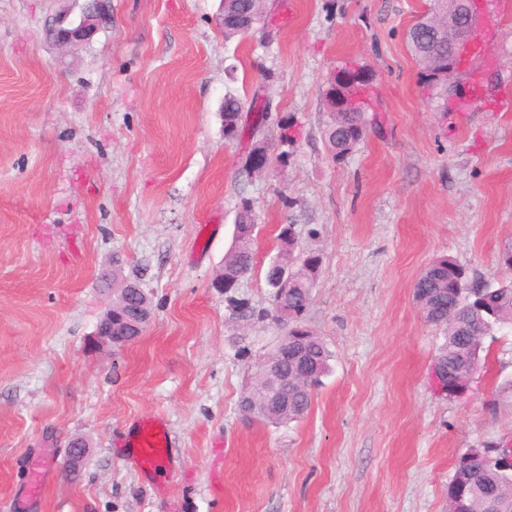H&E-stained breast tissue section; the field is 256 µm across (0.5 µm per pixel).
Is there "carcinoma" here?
Wrapping results in <instances>:
<instances>
[{
	"label": "carcinoma",
	"mask_w": 512,
	"mask_h": 512,
	"mask_svg": "<svg viewBox=\"0 0 512 512\" xmlns=\"http://www.w3.org/2000/svg\"><path fill=\"white\" fill-rule=\"evenodd\" d=\"M241 13L224 20L227 39L244 36L252 29L269 27L264 4L258 0H239ZM367 85L350 90L359 100L357 109L331 113V121L324 135L331 156L340 162L359 145L367 135V112L371 102L365 99ZM242 102L233 95L224 97V138L237 140L244 133L240 124ZM276 149L278 158L286 161L297 134L289 133L292 119L282 117L278 124ZM250 199L243 198L238 205V223L244 232L239 235L242 245L224 255V296L232 314L250 320L269 317L285 328L281 341L303 351L312 382L316 383L331 370L332 351L323 339L313 332H303V318L311 299L312 288L320 275L322 259L307 253L296 259L293 282L288 292L272 295V308L257 310L246 299L238 300V291L231 287V279L250 272L254 253L247 246L253 236L255 212L247 207ZM293 225L282 224L277 235L283 252L293 259L295 239ZM434 277H423L415 283L416 302L424 306L425 320L443 330L444 341L439 348L440 370L455 376L456 385L463 387L478 369L484 352L485 337L494 330L512 328V280L499 285L478 282L469 278L467 271L454 260L440 257L430 265ZM288 309V316L278 314V306ZM311 395L296 392L288 395V406L270 403L264 420L275 425H286L300 419L309 410ZM512 452L501 443L482 448H468L456 459L454 473L448 482V509L462 503L467 512H512V469L504 464V457Z\"/></svg>",
	"instance_id": "obj_1"
}]
</instances>
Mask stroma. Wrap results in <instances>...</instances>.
I'll use <instances>...</instances> for the list:
<instances>
[{
  "label": "stroma",
  "mask_w": 512,
  "mask_h": 512,
  "mask_svg": "<svg viewBox=\"0 0 512 512\" xmlns=\"http://www.w3.org/2000/svg\"><path fill=\"white\" fill-rule=\"evenodd\" d=\"M88 41L46 30L79 0H0V512H448L465 449L512 440V332L484 340L460 398L431 367L443 342L413 289L447 256L473 279L512 278V6L478 32L483 98L445 112L419 83L406 33L430 0H267L271 32L225 38L221 0H110ZM372 70L379 122L344 161L323 90L345 62ZM244 102L224 137L226 93ZM269 104L255 127L253 99ZM300 138L275 174L247 175L254 141ZM255 266L240 295L271 305L280 225L322 258L306 326L333 352L300 420L238 407L247 364L276 347L213 288L241 199ZM120 258L152 305L143 334L98 349ZM250 350L238 354L239 345ZM159 419L169 468L124 446ZM88 450L68 465V446ZM279 136L276 149L279 151L277 154L280 160L287 162L290 154L289 149L293 147L297 138V131L294 130L293 134L289 133V130L293 128L292 119L288 116L282 117L278 124Z\"/></svg>",
  "instance_id": "obj_1"
}]
</instances>
